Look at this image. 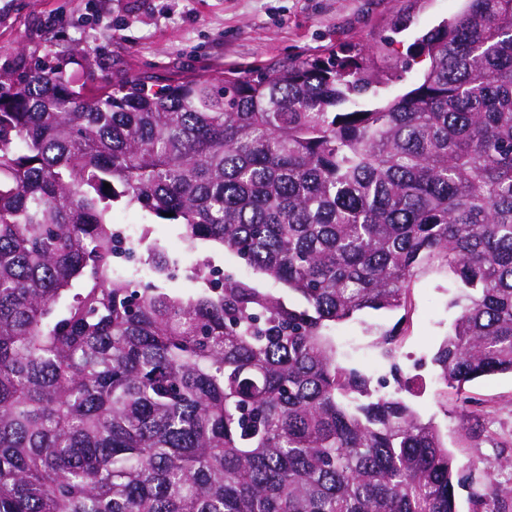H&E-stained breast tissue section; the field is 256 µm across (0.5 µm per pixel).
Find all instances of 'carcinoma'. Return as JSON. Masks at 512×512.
<instances>
[{"instance_id":"obj_1","label":"carcinoma","mask_w":512,"mask_h":512,"mask_svg":"<svg viewBox=\"0 0 512 512\" xmlns=\"http://www.w3.org/2000/svg\"><path fill=\"white\" fill-rule=\"evenodd\" d=\"M414 50L429 67L392 99L370 47L156 91L0 79V512H458L397 330L372 342L389 392L333 330L446 273L437 399L512 374V0H468ZM118 205L288 297L206 256L205 287H162L147 226L154 279L114 273ZM471 502L512 512V486Z\"/></svg>"}]
</instances>
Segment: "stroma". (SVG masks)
Here are the masks:
<instances>
[{"label":"stroma","mask_w":512,"mask_h":512,"mask_svg":"<svg viewBox=\"0 0 512 512\" xmlns=\"http://www.w3.org/2000/svg\"><path fill=\"white\" fill-rule=\"evenodd\" d=\"M463 7V0H0V72L57 60L77 85L97 93L119 72L149 75L162 85L190 73L273 67L363 44L378 48L382 92L392 98L407 92L428 65L410 56V46ZM152 237L184 265L208 256L256 287L284 292L211 243L186 252L176 225H153ZM452 298L446 274L425 276L411 308L356 315L337 324L335 336L344 359L387 380L389 368L374 352L370 330L401 326L402 370L424 364L426 385L412 402L439 425L464 470L475 459L491 464L512 457V377L472 382L463 394H449L447 405L438 403L428 360L448 332ZM385 388L394 385L387 380Z\"/></svg>","instance_id":"stroma-1"}]
</instances>
